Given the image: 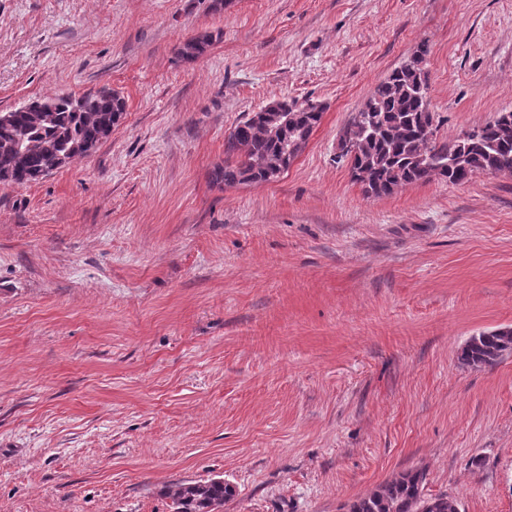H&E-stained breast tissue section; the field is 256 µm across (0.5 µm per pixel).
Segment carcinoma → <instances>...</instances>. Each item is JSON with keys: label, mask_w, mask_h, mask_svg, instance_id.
I'll list each match as a JSON object with an SVG mask.
<instances>
[{"label": "carcinoma", "mask_w": 512, "mask_h": 512, "mask_svg": "<svg viewBox=\"0 0 512 512\" xmlns=\"http://www.w3.org/2000/svg\"><path fill=\"white\" fill-rule=\"evenodd\" d=\"M212 44V36L186 40L180 57L194 62ZM427 45L379 82L363 108L345 128L344 137L360 143L353 159L356 181L373 195H386L403 185L425 183L438 176L458 185L480 173H512V112L461 133L451 144L434 138L435 114L430 110L423 62ZM279 119L265 121L261 113L239 122L224 139V164L214 170L215 181L226 185L263 183L277 178L308 142L321 121L313 104L274 101ZM126 108L116 91L99 89L78 97L58 95L26 109L0 112V182H35L56 167V159L85 156L84 145L112 134ZM512 351V329L498 328L472 336L460 360L495 365ZM425 471L397 474L350 505L347 512H460L446 495L426 497ZM235 489L222 479L176 483L165 490L173 512H222Z\"/></svg>", "instance_id": "cac0c4a2"}]
</instances>
